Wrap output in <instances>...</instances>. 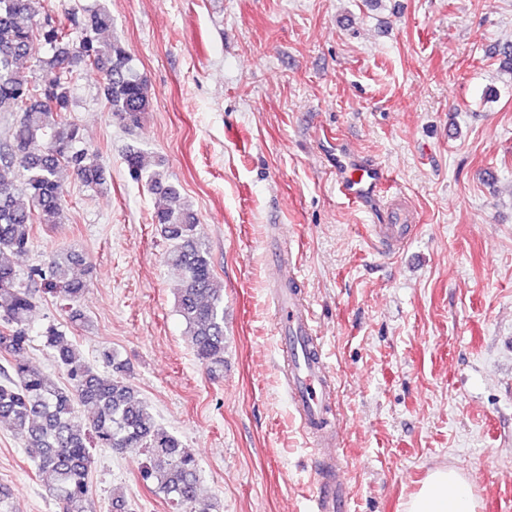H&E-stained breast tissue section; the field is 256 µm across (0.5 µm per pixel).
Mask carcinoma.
<instances>
[{"label": "carcinoma", "mask_w": 512, "mask_h": 512, "mask_svg": "<svg viewBox=\"0 0 512 512\" xmlns=\"http://www.w3.org/2000/svg\"><path fill=\"white\" fill-rule=\"evenodd\" d=\"M38 2L0 0V114L19 115L0 140V358L7 362L0 367V422L29 449L37 471L50 477L57 512H91L93 448L144 455L141 479L174 512H212L214 506L199 497L195 454L156 419L117 352L100 351L110 370L105 376L83 358L66 330L52 323L41 330V343L66 382L52 381L25 358L36 310L33 285H44L64 301L69 320L81 322L76 304L88 283L74 276L80 259L69 251L29 268L25 281L16 260L33 248V225L61 223L62 170L87 185L108 187L97 154L84 145L81 126L68 118L73 67L104 74L105 100L118 123L137 128L150 107L146 79L125 46L99 40L112 27L108 12L96 10L81 20L74 14L40 17ZM41 51L37 70L19 66ZM125 162L134 179L145 180L164 200L153 221L168 242L166 264L179 272L176 312L196 360L216 379L224 373V290L215 285L198 219L161 164L150 165L134 147Z\"/></svg>", "instance_id": "carcinoma-1"}]
</instances>
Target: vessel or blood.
<instances>
[{
  "mask_svg": "<svg viewBox=\"0 0 512 512\" xmlns=\"http://www.w3.org/2000/svg\"><path fill=\"white\" fill-rule=\"evenodd\" d=\"M334 170L338 191L349 202L370 208L380 199H386L390 178L385 170L372 160L351 152L348 145H341ZM415 221L412 210L389 201L387 221L375 225V236L386 249H399ZM276 310L283 341L287 346L301 348L288 364V391L311 446L318 448L324 437L333 434L334 423L327 418L331 400L326 384L327 365L322 348L313 341V316L294 291L280 294ZM339 464V459L332 456L320 460L324 472L315 481L314 512H342L347 488L337 476Z\"/></svg>",
  "mask_w": 512,
  "mask_h": 512,
  "instance_id": "1",
  "label": "vessel or blood"
}]
</instances>
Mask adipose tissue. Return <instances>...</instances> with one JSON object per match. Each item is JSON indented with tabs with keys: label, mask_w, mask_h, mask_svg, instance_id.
Listing matches in <instances>:
<instances>
[{
	"label": "adipose tissue",
	"mask_w": 512,
	"mask_h": 512,
	"mask_svg": "<svg viewBox=\"0 0 512 512\" xmlns=\"http://www.w3.org/2000/svg\"><path fill=\"white\" fill-rule=\"evenodd\" d=\"M461 472L453 467L431 470L420 489L405 503L403 512H479Z\"/></svg>",
	"instance_id": "1"
}]
</instances>
